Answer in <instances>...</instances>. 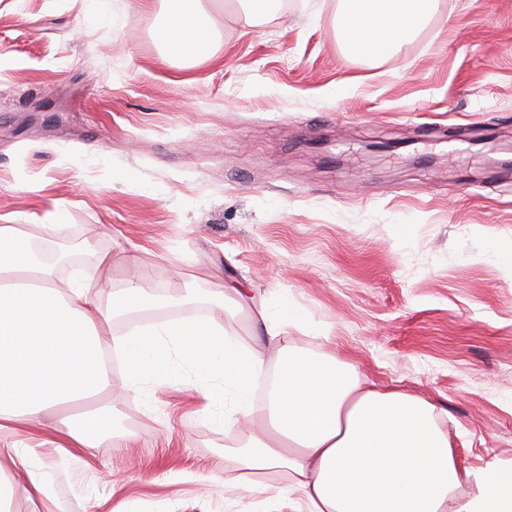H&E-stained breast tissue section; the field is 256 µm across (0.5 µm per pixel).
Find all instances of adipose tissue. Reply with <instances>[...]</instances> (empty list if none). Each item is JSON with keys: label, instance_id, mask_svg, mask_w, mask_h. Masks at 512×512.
Wrapping results in <instances>:
<instances>
[{"label": "adipose tissue", "instance_id": "obj_1", "mask_svg": "<svg viewBox=\"0 0 512 512\" xmlns=\"http://www.w3.org/2000/svg\"><path fill=\"white\" fill-rule=\"evenodd\" d=\"M341 38L351 54L397 52L424 26L438 0H343ZM161 31L171 54L195 65L214 54L211 23L194 0H167ZM112 285V257L92 274L60 280L37 261L20 224H0V432L40 424L51 408L107 391L105 356L120 350L129 390L191 374L205 381L206 416L242 428L236 489H264L262 475L287 470L289 502L307 512H512V463L460 465L437 407L416 395L381 390L353 366L317 361L286 342L292 309L269 318L263 301L237 299L253 316V345L224 334L219 319L161 322L124 337L112 321L154 305L147 272L130 261ZM278 343L280 370L262 409L251 403L266 365L263 345ZM475 487L469 499L463 485Z\"/></svg>", "mask_w": 512, "mask_h": 512}]
</instances>
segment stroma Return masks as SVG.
I'll return each instance as SVG.
<instances>
[{"mask_svg": "<svg viewBox=\"0 0 512 512\" xmlns=\"http://www.w3.org/2000/svg\"><path fill=\"white\" fill-rule=\"evenodd\" d=\"M200 3L219 50L182 68L162 0H0V224L62 212L69 268L111 253L117 287L139 258L164 302L114 334L214 316L249 345L219 294L288 303L292 348L432 401L461 465L512 460V0H439L376 59L345 51L340 0L253 26L239 0ZM111 378L95 447L61 449V410L0 434L9 512H266L268 492L225 491L236 436L199 388ZM31 471L51 501L24 494Z\"/></svg>", "mask_w": 512, "mask_h": 512, "instance_id": "obj_1", "label": "stroma"}]
</instances>
